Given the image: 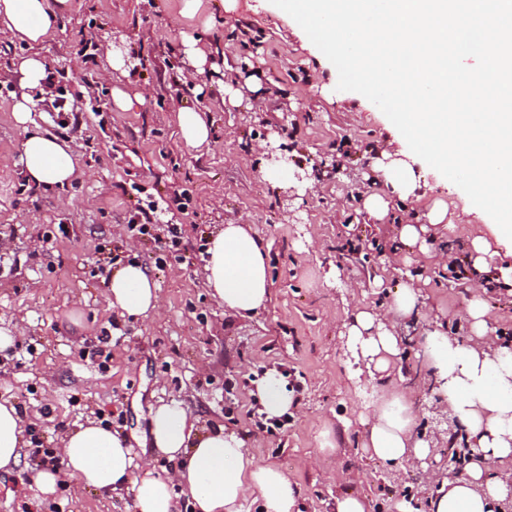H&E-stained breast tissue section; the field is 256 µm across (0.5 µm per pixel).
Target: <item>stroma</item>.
I'll list each match as a JSON object with an SVG mask.
<instances>
[{
    "label": "stroma",
    "instance_id": "obj_1",
    "mask_svg": "<svg viewBox=\"0 0 512 512\" xmlns=\"http://www.w3.org/2000/svg\"><path fill=\"white\" fill-rule=\"evenodd\" d=\"M182 0H68L53 35L37 48L60 80L63 109L80 116L60 126L32 94L31 118L79 154L83 173L63 193L29 186L20 163L22 129L12 105L22 88L12 71L28 45L0 37V325L14 343L0 351V397L17 405L28 448L16 466L0 470V512H131L133 493L107 495L67 476L44 498L34 476L32 446L59 448L62 438L94 420L130 437L139 459L171 471L152 454L150 411L187 406L200 425L237 432L260 462L295 481L302 512H335L343 494L362 497L368 512H395L397 502L426 512L423 474L447 475V433L432 423L437 396L417 395L416 435L430 448L420 469L384 467L361 449L368 415L381 390L353 385L344 325L355 306L385 310L396 287L412 283L417 311L400 320L404 343L392 380L399 389L426 371L423 339L443 324L467 345L512 339V297L490 291L487 332L471 330L467 280L400 244L406 217L426 224L449 181L424 161L414 196L391 195L377 169L394 125L363 95L337 88L338 72L302 28L270 0H202L194 18ZM214 52L218 71L179 62L182 35ZM120 37L130 71L112 69L107 52ZM257 76L258 92L224 97L233 80ZM122 88L141 101L122 110ZM204 112L209 145L183 140L180 108ZM284 145L287 166L270 167L268 145ZM320 168L299 183L293 170ZM295 196V217L278 203ZM387 197L381 219L369 217V195ZM154 224L152 236L131 232ZM429 226L431 249L454 244L453 258L487 224ZM181 225L180 253L166 247V225ZM226 224L248 225L268 246L270 299L248 318L225 311L206 285L201 247ZM400 253L397 267L386 260ZM141 264L159 288V313L124 320L112 312L106 288L124 265ZM355 293H348L349 285ZM110 332L102 344V332ZM283 374L295 407L282 428H258L254 394L265 372ZM331 447H324V439Z\"/></svg>",
    "mask_w": 512,
    "mask_h": 512
}]
</instances>
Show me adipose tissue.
Returning a JSON list of instances; mask_svg holds the SVG:
<instances>
[{"label": "adipose tissue", "instance_id": "adipose-tissue-1", "mask_svg": "<svg viewBox=\"0 0 512 512\" xmlns=\"http://www.w3.org/2000/svg\"><path fill=\"white\" fill-rule=\"evenodd\" d=\"M67 0H0V35L32 46L31 54L15 66L24 89L12 113L17 125L27 128L21 163L28 183L53 192L66 189L78 176L74 151L57 137L30 129V93L43 88L46 67L35 46L55 30ZM388 161L384 179L393 193L413 195L418 177L406 161L402 146L391 142L383 150ZM491 244L480 234L470 239V254L482 279L471 281L474 297L468 315L474 332L483 333L487 314L484 295L489 281L512 285V265L489 268ZM206 283L225 310L243 318L264 307L270 295L266 245L243 224H227L206 243ZM107 301L123 317H141L159 308L158 289L141 265L129 264L114 273ZM418 292L405 285L396 289L385 311H357L347 323V348L369 374L388 372L401 351L394 332L398 317L411 314ZM426 376L423 385L442 400L444 413L461 423L469 447L484 459L494 460L498 474L484 477L479 464L468 476L437 482L427 501V512H498L512 492V341L483 347L464 345L441 328L429 330L423 342ZM412 388L382 395L370 418L363 449L388 465L420 459L427 444L414 439L416 416L410 406ZM150 438L157 453L175 468L156 474L149 463L136 462L129 439L91 421L67 434L61 453L71 475L98 491L134 492L133 512H301L300 494L282 469L260 463L235 432L224 426L201 427L191 411L178 403L163 404L151 412ZM26 445L16 405L0 401V469L17 464Z\"/></svg>", "mask_w": 512, "mask_h": 512}]
</instances>
